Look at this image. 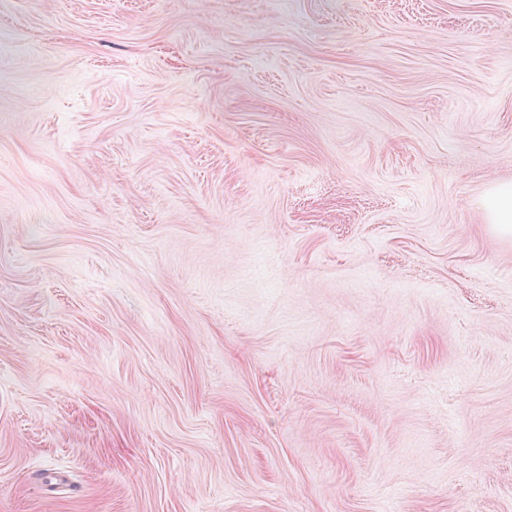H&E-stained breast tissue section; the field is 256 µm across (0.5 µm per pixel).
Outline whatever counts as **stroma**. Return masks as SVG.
Masks as SVG:
<instances>
[{
    "label": "stroma",
    "instance_id": "stroma-1",
    "mask_svg": "<svg viewBox=\"0 0 512 512\" xmlns=\"http://www.w3.org/2000/svg\"><path fill=\"white\" fill-rule=\"evenodd\" d=\"M512 0H0V512H512ZM486 220L504 237H512V184L491 187L485 194Z\"/></svg>",
    "mask_w": 512,
    "mask_h": 512
}]
</instances>
